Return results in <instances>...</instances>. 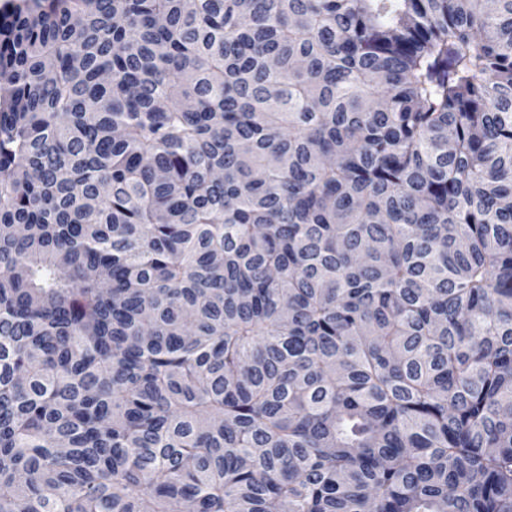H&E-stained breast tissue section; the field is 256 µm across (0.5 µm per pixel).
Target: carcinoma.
<instances>
[{"mask_svg": "<svg viewBox=\"0 0 512 512\" xmlns=\"http://www.w3.org/2000/svg\"><path fill=\"white\" fill-rule=\"evenodd\" d=\"M0 512H512V0L0 11Z\"/></svg>", "mask_w": 512, "mask_h": 512, "instance_id": "obj_1", "label": "carcinoma"}]
</instances>
